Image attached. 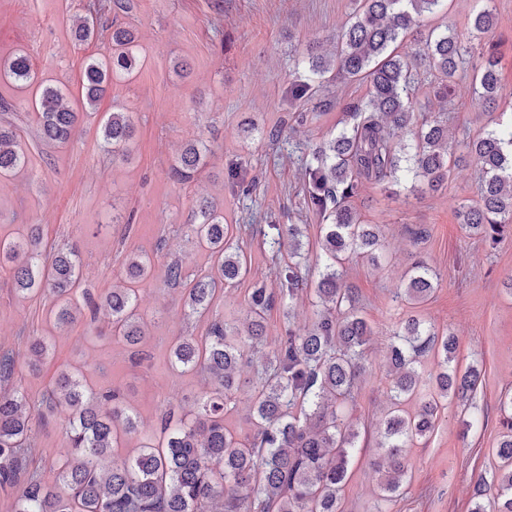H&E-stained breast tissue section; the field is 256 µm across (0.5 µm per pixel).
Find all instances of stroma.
<instances>
[{"mask_svg": "<svg viewBox=\"0 0 512 512\" xmlns=\"http://www.w3.org/2000/svg\"><path fill=\"white\" fill-rule=\"evenodd\" d=\"M88 0H0V63L27 55L37 82L66 89L81 118L71 139L48 148L32 109L34 88L0 79V100L11 111L0 120L17 129L26 164L0 178V236L20 238L39 225L47 255L75 251L82 260V285L103 298L119 283L130 254H148L152 277L140 285L139 311L147 325L141 363H132L110 326L94 328L79 320L57 329L46 293L19 294L9 265L0 266V349L25 346L37 336L51 339L40 371L19 367L13 379L33 403H41L60 371L82 377L89 392L119 389L126 406L145 428H154L168 403L191 413L207 385L202 373L177 374L170 348L176 337L204 340L213 322L243 318L256 283L278 288L276 257L260 227L300 225L306 257L304 291L290 306L275 305L267 317L269 343L287 324L301 325L315 312L314 288L322 257L321 219L308 202L303 180L316 143L336 132L349 103L363 98L365 85L332 82L302 101L290 96L299 83L295 69L307 48L335 41L353 0H130L131 9L114 15L138 33V65L114 80L95 111L82 109L81 77L86 63L109 54L106 38L77 43L73 16ZM501 88L494 104L461 99L448 107V130L462 141L512 116V0H494ZM187 66L186 75L173 70ZM133 113L137 133L129 157H113L101 143L102 120L114 109ZM253 128H245L244 119ZM209 147L191 179L173 177L171 167L187 143ZM478 175L462 165L447 187L432 194L409 192L388 183H363L355 202L366 223L380 225L386 252L380 266L358 256L344 276L356 289L362 315L374 336L368 349L372 372L345 410L355 423L358 444L347 474L345 512H375L377 426L386 406L385 347L407 309L395 294L404 274L423 259L439 275L431 298L418 313L437 331L458 342L459 369L478 366L481 382L468 407L449 404L436 428L407 451L411 486L389 512H471V481L494 463L500 439L499 402L512 388V235L497 245L469 235L456 206L476 200ZM224 208L229 233L243 251L248 273L216 293L203 315H187L182 287L170 285L165 267L179 261L188 281L214 274L216 260L191 231L201 198ZM132 219L131 228L112 221ZM427 231L414 242L412 231ZM477 418L471 430L464 420ZM69 412L44 415L33 437L30 469L46 483L55 481V463L68 445Z\"/></svg>", "mask_w": 512, "mask_h": 512, "instance_id": "obj_1", "label": "stroma"}]
</instances>
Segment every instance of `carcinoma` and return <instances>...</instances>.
I'll use <instances>...</instances> for the list:
<instances>
[{"label": "carcinoma", "mask_w": 512, "mask_h": 512, "mask_svg": "<svg viewBox=\"0 0 512 512\" xmlns=\"http://www.w3.org/2000/svg\"><path fill=\"white\" fill-rule=\"evenodd\" d=\"M347 23L328 55L309 52L312 82L298 83L293 94L303 98L333 80L364 81V100L348 107L344 126L316 144L305 167L310 205L322 217L323 264L319 271L316 318L303 326H288L285 335L254 364L253 356L267 345L268 312L278 301L294 299L300 284L301 227L275 224L258 229L282 245L288 236V264L276 267L281 289L265 284L252 288L244 325L215 321L208 339L180 337L172 346V367L180 372L202 371L210 389L201 397L194 418L166 411L160 436L145 434L138 416L124 405L120 393L87 394L79 379L62 373L43 403L46 409L70 411L68 448L60 455L55 484L27 470L32 453L35 419L26 395L9 386L19 363L40 369L50 350V337L30 340L22 351L0 352V489L21 487L13 512H344L342 491L349 459L359 433L345 420L342 408L370 370L365 346L372 335L359 313L355 288L344 280V264L353 255L377 259L385 247L376 224H367L354 204L363 182L410 184L437 193L460 163L479 172L478 198L457 208L460 223L470 232L492 239L512 231V123H497L482 136L451 142L442 113L459 91L458 73L471 72L468 92L477 105L494 102L499 91V60L495 47L478 52L453 34L438 33L429 14L442 0H355ZM129 12V0H92L87 12L72 25L75 38L95 34L97 16ZM494 26L491 0L475 13L472 37L482 39ZM426 47L428 66L435 72L432 86L438 113L417 121L413 97L419 84L418 52L401 50L405 40ZM133 31L112 29L108 57L88 63L82 77L84 109L93 110L112 76L130 75L136 64ZM4 74L15 83L34 79L29 59L16 55L6 61ZM44 146L65 143L75 130L79 113L65 101L61 89L38 85L35 99ZM418 125L413 142L401 133ZM134 126L130 113L113 111L102 127L103 141L112 155H129ZM17 133L0 126V176L25 163L17 150ZM208 151L204 141L185 146L174 176L186 180L202 165ZM192 225L199 245L216 257L218 275L197 281L183 295V305L196 313L209 306L217 286L231 284L248 272L239 248L224 227V210L214 200L198 205ZM15 263L16 291L47 290L53 296L54 325L68 326L85 316L96 320L98 301L79 288L80 262L73 251L44 256L38 228L23 239H0V260ZM153 271L151 258L135 254L125 264L124 282L104 300L112 315V333L134 349L143 342L144 321L133 284ZM437 274L424 261L414 262L405 287L397 294L412 310L427 302ZM457 339L432 331L410 312L397 324L387 348L388 405L379 431L380 474L378 501L386 503L409 485L410 463L405 449L428 437L448 402H464L476 391L481 372L475 366L460 373L453 365ZM433 359L430 368L425 362ZM253 368L241 380L240 372ZM250 391L252 435L240 436L224 427V406L242 383ZM419 399L415 410L406 405ZM503 432L493 469L475 477L472 512H512V392L500 400ZM143 436L137 454L117 459L114 449L124 438Z\"/></svg>", "instance_id": "obj_1"}]
</instances>
